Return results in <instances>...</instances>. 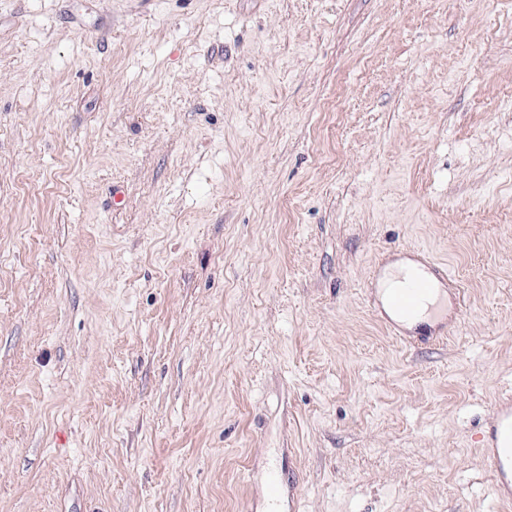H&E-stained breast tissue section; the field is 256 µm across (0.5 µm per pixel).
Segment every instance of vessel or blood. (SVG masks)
I'll list each match as a JSON object with an SVG mask.
<instances>
[{"instance_id":"vessel-or-blood-1","label":"vessel or blood","mask_w":512,"mask_h":512,"mask_svg":"<svg viewBox=\"0 0 512 512\" xmlns=\"http://www.w3.org/2000/svg\"><path fill=\"white\" fill-rule=\"evenodd\" d=\"M409 255L418 265V274L410 276L403 288L389 296L386 303L374 304L376 316L390 333L405 344L416 346L442 339L448 332V306L440 296L453 283L450 268L436 261L427 251L413 248ZM430 303L432 320L417 321L423 303ZM481 462L495 477L499 498L512 499V402L505 400L495 409L483 440Z\"/></svg>"}]
</instances>
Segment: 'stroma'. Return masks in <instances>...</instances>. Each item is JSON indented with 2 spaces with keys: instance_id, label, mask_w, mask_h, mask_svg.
Instances as JSON below:
<instances>
[{
  "instance_id": "35a3bbf8",
  "label": "stroma",
  "mask_w": 512,
  "mask_h": 512,
  "mask_svg": "<svg viewBox=\"0 0 512 512\" xmlns=\"http://www.w3.org/2000/svg\"><path fill=\"white\" fill-rule=\"evenodd\" d=\"M506 397L512 0H0V512H512ZM408 252L410 261L423 273L410 276L401 288L412 263L395 265L379 280V294L385 300L395 288L400 289L389 296L385 305L376 303L373 298L371 302L376 316L403 343L410 346L434 343L448 333V304L442 300V292L447 288L442 287L456 279L446 264L436 261L427 251L411 248ZM435 296L437 301L431 306L433 321L409 326L408 322L416 318L422 304ZM482 465L495 477L499 498H512V402L502 401L495 409L483 440Z\"/></svg>"
}]
</instances>
